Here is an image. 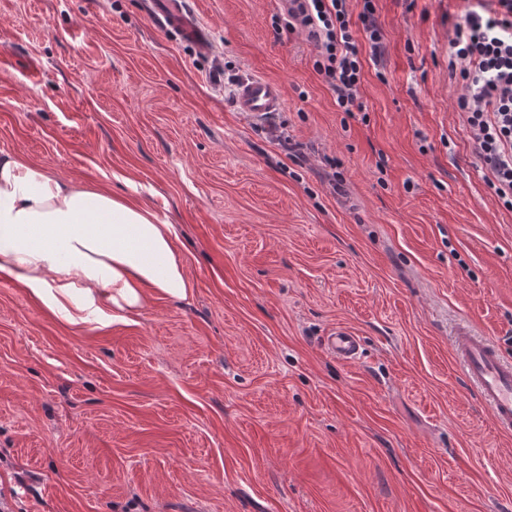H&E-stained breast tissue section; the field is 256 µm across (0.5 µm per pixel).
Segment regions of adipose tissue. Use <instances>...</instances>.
Listing matches in <instances>:
<instances>
[{"label":"adipose tissue","mask_w":512,"mask_h":512,"mask_svg":"<svg viewBox=\"0 0 512 512\" xmlns=\"http://www.w3.org/2000/svg\"><path fill=\"white\" fill-rule=\"evenodd\" d=\"M175 225L100 187L0 154V272L70 325L125 321L185 299Z\"/></svg>","instance_id":"adipose-tissue-1"}]
</instances>
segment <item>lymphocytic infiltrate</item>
Masks as SVG:
<instances>
[{
    "mask_svg": "<svg viewBox=\"0 0 512 512\" xmlns=\"http://www.w3.org/2000/svg\"><path fill=\"white\" fill-rule=\"evenodd\" d=\"M276 24L308 32L317 47L313 68L336 95L339 111L358 107L363 60L352 31L349 0H291ZM448 72L463 92L458 110L476 160L496 201L512 211V0H477L448 40Z\"/></svg>",
    "mask_w": 512,
    "mask_h": 512,
    "instance_id": "lymphocytic-infiltrate-1",
    "label": "lymphocytic infiltrate"
}]
</instances>
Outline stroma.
<instances>
[{
	"label": "stroma",
	"mask_w": 512,
	"mask_h": 512,
	"mask_svg": "<svg viewBox=\"0 0 512 512\" xmlns=\"http://www.w3.org/2000/svg\"><path fill=\"white\" fill-rule=\"evenodd\" d=\"M0 0V152L175 224L186 300L65 323L0 273L9 512H512V435L457 330L512 358V212L456 107L467 0H377L361 115L278 0ZM282 112H237L227 75ZM343 326L360 359L327 354ZM158 20L165 27H176L184 32L185 35L192 36L198 41L201 49L206 48L204 36L198 28L193 18L185 13L183 9L175 3L166 4V10L160 11ZM284 105L281 88L260 77L244 81L236 97L237 110L253 118L281 112Z\"/></svg>",
	"instance_id": "obj_1"
}]
</instances>
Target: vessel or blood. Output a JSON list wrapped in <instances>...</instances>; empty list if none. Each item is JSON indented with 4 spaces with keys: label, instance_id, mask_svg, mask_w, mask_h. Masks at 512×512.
Returning <instances> with one entry per match:
<instances>
[{
    "label": "vessel or blood",
    "instance_id": "obj_1",
    "mask_svg": "<svg viewBox=\"0 0 512 512\" xmlns=\"http://www.w3.org/2000/svg\"><path fill=\"white\" fill-rule=\"evenodd\" d=\"M158 19L163 26L175 27L196 41L204 36L193 18L171 0ZM285 99L281 88L260 77L244 81L238 90V111L257 118L283 110ZM327 352L337 359L352 363L360 356V339L344 327L332 330L323 339ZM453 350L469 386L489 409L500 432L512 433V361L506 360L498 346L487 336L466 331L453 340Z\"/></svg>",
    "mask_w": 512,
    "mask_h": 512
}]
</instances>
